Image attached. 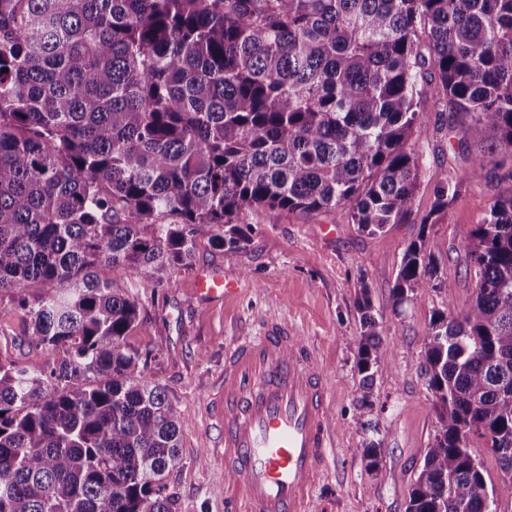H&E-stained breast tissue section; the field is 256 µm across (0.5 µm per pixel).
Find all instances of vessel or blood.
<instances>
[{"mask_svg": "<svg viewBox=\"0 0 512 512\" xmlns=\"http://www.w3.org/2000/svg\"><path fill=\"white\" fill-rule=\"evenodd\" d=\"M196 292L224 297L223 277H199ZM332 401L315 349L279 320L235 338L208 400L210 453L234 475L226 512H311L336 446Z\"/></svg>", "mask_w": 512, "mask_h": 512, "instance_id": "vessel-or-blood-1", "label": "vessel or blood"}]
</instances>
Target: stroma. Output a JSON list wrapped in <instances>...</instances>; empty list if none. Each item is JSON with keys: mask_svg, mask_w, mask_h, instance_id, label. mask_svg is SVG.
Returning <instances> with one entry per match:
<instances>
[{"mask_svg": "<svg viewBox=\"0 0 512 512\" xmlns=\"http://www.w3.org/2000/svg\"><path fill=\"white\" fill-rule=\"evenodd\" d=\"M428 121L407 148L418 161L419 187L412 214L400 224L368 235L352 224L348 208L302 214L258 208L243 214L246 249L224 255L199 235L191 267L167 270L157 288L127 270L114 274L140 306V323L126 339L141 355L145 374L160 384L175 410L182 436L178 464L167 484L176 512H221L231 491L219 464L207 457V392L224 368L235 337L258 332L267 317L279 318L300 342L314 347L334 393L332 418L337 446L314 502V512H406L409 493L436 433L435 398L424 372V350L434 312L465 309L477 279L466 253L465 231L479 223L494 192L492 168L464 184L436 223L421 219L435 187L468 171L476 157L491 159L501 147L461 148L464 129L444 95L420 103ZM425 239L451 290H427L394 305L392 288L408 245ZM222 275L231 292L201 300L198 274ZM368 286L373 315L382 326L388 361L379 369L369 400L372 428L360 423L357 370L361 286ZM27 317L9 298L0 299V358L20 364L37 358L45 369L59 363L55 350L31 351L24 335ZM382 442L378 469L360 449Z\"/></svg>", "mask_w": 512, "mask_h": 512, "instance_id": "1", "label": "stroma"}]
</instances>
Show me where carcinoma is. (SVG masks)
Listing matches in <instances>:
<instances>
[{
  "label": "carcinoma",
  "instance_id": "obj_1",
  "mask_svg": "<svg viewBox=\"0 0 512 512\" xmlns=\"http://www.w3.org/2000/svg\"><path fill=\"white\" fill-rule=\"evenodd\" d=\"M469 135L512 147V0H0V297L46 370L0 360V512H174L177 415L125 340L202 227L228 255L241 215L349 208L375 234L412 213L423 131L415 37ZM494 177L512 186V156ZM463 179L434 191V223ZM465 242L470 306L424 352L436 434L406 512H493L472 439L512 473V189ZM451 288L411 243L394 302ZM361 288L363 427L387 351Z\"/></svg>",
  "mask_w": 512,
  "mask_h": 512
}]
</instances>
